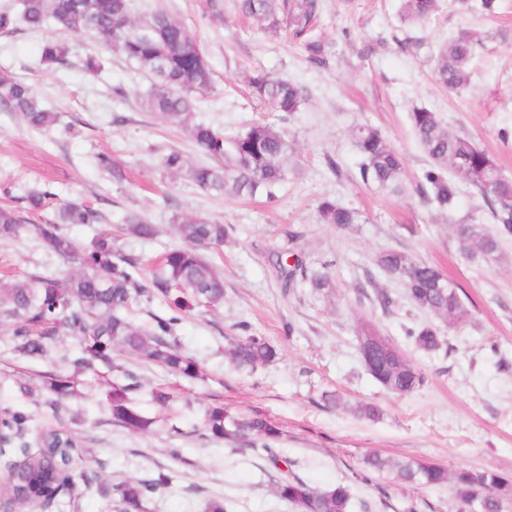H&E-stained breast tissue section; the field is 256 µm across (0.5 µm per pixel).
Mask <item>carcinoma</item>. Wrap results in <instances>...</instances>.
Listing matches in <instances>:
<instances>
[{
    "label": "carcinoma",
    "instance_id": "carcinoma-1",
    "mask_svg": "<svg viewBox=\"0 0 512 512\" xmlns=\"http://www.w3.org/2000/svg\"><path fill=\"white\" fill-rule=\"evenodd\" d=\"M240 11L256 20L265 30L287 33L299 43L310 63L325 65V46L315 34L319 0H240ZM438 9V0H404L403 19L423 22ZM130 0H21L20 14L0 12V34L10 35L22 24L30 30L49 25L75 35H95L112 42L127 61L151 78L143 104L185 130L202 161L186 166V157L172 149L162 157L169 172L188 173L203 192L228 197L265 196L279 200L278 190L288 177L291 145L284 133L268 124H256L232 136L195 118L199 98L212 88L213 74L195 33L182 22L162 12L130 17ZM476 43L467 33L448 38L439 53L437 80L451 91L464 88L469 81V62ZM68 44L49 39L41 51V63L63 64ZM249 86L257 98L278 112H296L303 101V88L294 82L256 74ZM0 107L19 113L30 128L47 131L57 126L60 114L46 108L28 84L0 71ZM415 138L431 160L417 185L422 198L437 209L453 204L460 185L474 187L484 200L494 230L481 224H465L457 230L460 250L485 263L498 260L501 241L512 237V178L503 175L495 159L466 134L449 132L439 115L425 107L411 112ZM357 148L361 156L358 178L382 191L402 190L404 158L388 139L374 128L359 131ZM97 166L112 173L120 183L125 170L110 156L101 154ZM48 193L32 190L26 206H0V238L30 235L45 245L68 267L62 276L33 272L23 278H0V323L8 326L13 353L23 359L46 358L53 354L66 366L67 375L45 377L44 388L52 396L50 405L79 395L77 377L101 364L125 378L106 393L112 420L135 433L152 426L132 405L129 394L141 388L136 377L122 369L116 360L133 356L188 379H201L199 363L179 343L176 330L183 319L200 307L216 308L224 302V279L217 273L205 251L224 244L232 228L182 214L173 215V224L182 245L166 251L155 264L150 280L141 277L138 259L122 251L112 235L99 233L86 244H79L62 228L64 224H102L101 209L84 202H68L57 216L44 224H32L27 214L45 206ZM323 223L346 229L360 223L358 212L334 200L325 199L318 207ZM124 231L138 239H150L157 228L146 218L130 214ZM376 265L389 277L400 281L410 300L419 309L448 321V327L464 324L469 311L452 282L440 285L442 273L433 265L418 262L403 251L381 252ZM326 261L317 269L304 267L285 272V286L297 282L320 291L331 285ZM166 301L168 313L153 315L148 327L137 324L131 308L151 302L155 294ZM240 335L224 349V358L239 370L254 371L278 357V349L263 336L238 325ZM76 338L78 349L55 348L59 331ZM366 330L358 337L365 370L391 394L403 396L425 384L424 374L403 352L388 357H369L371 337ZM406 337L422 353L440 351L444 340L439 329L424 323L405 330ZM21 432L31 414L14 409L0 419ZM208 435L239 450L266 455L279 469L275 485L277 496L295 512H350L351 496L344 485L317 490L289 470L291 462L279 455L273 443L277 431L261 415H233L222 406L209 407L203 414ZM76 447L71 432L50 429L43 432L42 447L31 452L16 448L14 453L28 458L12 482L0 486V493L20 491L30 498L42 496L46 489L69 479V467ZM285 469H280L279 464ZM392 471L400 484L430 489L452 486L458 512H512V483L488 469L462 468L454 473L439 465L409 460L394 462L376 453L364 458V469L357 474L362 482ZM170 476L163 469L148 478H131L108 489L98 474L85 479L84 486L97 485L100 492L116 496L118 512H143L144 504L168 485Z\"/></svg>",
    "mask_w": 512,
    "mask_h": 512
}]
</instances>
